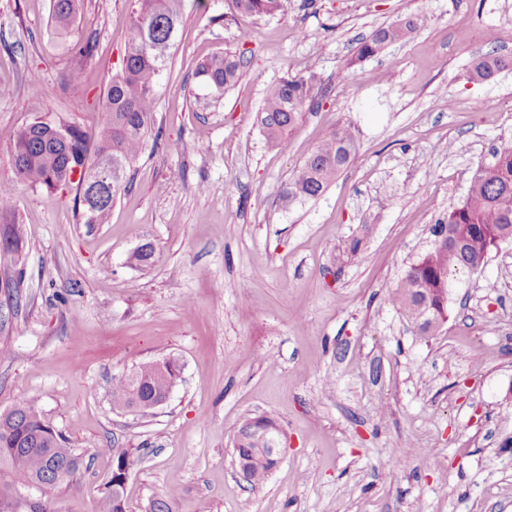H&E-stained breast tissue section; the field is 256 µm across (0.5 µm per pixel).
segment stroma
<instances>
[{"label": "stroma", "instance_id": "35a3bbf8", "mask_svg": "<svg viewBox=\"0 0 512 512\" xmlns=\"http://www.w3.org/2000/svg\"><path fill=\"white\" fill-rule=\"evenodd\" d=\"M420 9L421 31L357 59L360 41ZM129 25V0H84L78 32L96 55L73 87L50 0H0V182L20 127L101 123ZM492 28L512 56V0H288L265 17L185 0L153 135L109 223H83L73 194L22 185L0 208V239L21 229L0 251V412L33 405L92 462L29 500L98 512L117 447L141 457L128 512L170 489L174 512H512V242L454 276L434 336L385 301L512 142V69L463 78ZM227 50L242 75L216 93L195 69ZM288 75L315 76L318 93L272 148L257 115ZM341 120L352 163L319 199L284 207L288 179ZM146 243L153 256L136 264ZM169 357L181 377L166 403L113 408V376ZM254 416L284 440L257 488L233 458ZM411 445L424 455L404 456Z\"/></svg>", "mask_w": 512, "mask_h": 512}]
</instances>
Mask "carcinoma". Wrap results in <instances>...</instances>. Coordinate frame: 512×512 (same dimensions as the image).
I'll list each match as a JSON object with an SVG mask.
<instances>
[{
	"label": "carcinoma",
	"mask_w": 512,
	"mask_h": 512,
	"mask_svg": "<svg viewBox=\"0 0 512 512\" xmlns=\"http://www.w3.org/2000/svg\"><path fill=\"white\" fill-rule=\"evenodd\" d=\"M83 0H51L50 23L66 54L74 59L68 81L79 83L83 60L93 57L95 45L75 36ZM132 22L120 71L109 79L101 108V127L88 129L75 122L34 121L19 129L10 150L13 177L4 187L0 206H8L17 186L50 192L74 190V203L86 224L107 223L112 197L127 170L139 158L152 128L158 90L170 60L181 22L184 0H130ZM232 7L247 16H272L284 10L285 0H231ZM426 22L419 12L404 22L375 30L360 43L357 57L377 54L390 43L416 33ZM243 57L227 51L200 63L196 77L222 91L235 85ZM512 69V57L495 51L474 58L467 70L470 81H482L496 72ZM317 80L313 76L285 77L269 86L259 112V123L269 146H277L303 117L313 101ZM356 138L351 126L338 122L294 172L282 192L289 205L320 197L351 162ZM108 167L112 179L95 181ZM426 255L404 271L388 300L422 336H432L430 324L441 327L448 313V275L456 270L475 271L481 265L489 241H512V146L492 153V161L478 166L464 199L448 209L435 225ZM177 366L159 360L139 363L125 376L112 380V405L129 410L154 401L174 383ZM266 417L247 418L239 425L235 458L249 461L246 477L253 486L263 484L275 465V457L255 461L253 433L266 430L264 447H274L279 435ZM116 467L106 483L100 512H126L124 473L137 460L126 448L112 449ZM82 460L31 405H18L0 413V512H55L45 503L25 502L20 493L57 487L72 477Z\"/></svg>",
	"instance_id": "1"
}]
</instances>
